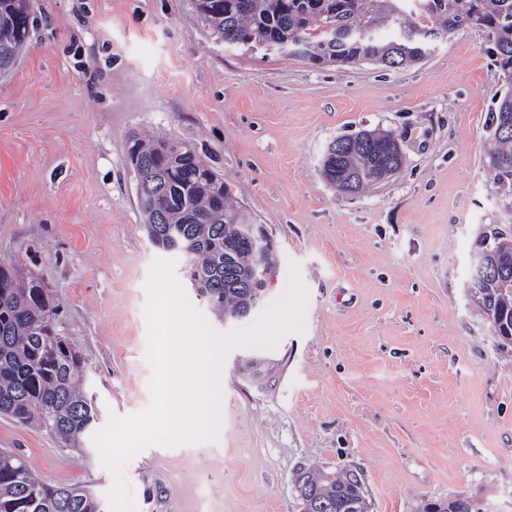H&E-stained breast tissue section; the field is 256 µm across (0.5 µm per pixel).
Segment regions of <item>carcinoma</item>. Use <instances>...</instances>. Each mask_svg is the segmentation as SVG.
<instances>
[{"label":"carcinoma","instance_id":"obj_1","mask_svg":"<svg viewBox=\"0 0 512 512\" xmlns=\"http://www.w3.org/2000/svg\"><path fill=\"white\" fill-rule=\"evenodd\" d=\"M202 0L204 21L226 45L274 43L312 64L355 65L366 58L400 69L423 60L429 44L465 28L482 29L495 64L512 77V0ZM31 0H0V67L14 65L33 27ZM494 180L512 192V89L490 116ZM361 151L331 159L339 177L334 187L348 193L344 172L356 176L352 194L378 182L374 157L394 138L368 132ZM143 162L139 174L145 201L144 226L160 235L151 244L167 250L166 234L179 231L202 245L189 264L190 283L219 316L246 304L243 288L225 276L224 243L250 215L224 178L176 138L129 135ZM232 268L247 272L253 262L245 247L230 255ZM476 308L512 319V293L491 287ZM58 307L50 305L17 266H0V414L20 424L49 430L64 445L79 448L98 420L93 398L83 386L82 358L55 329ZM364 499L357 475L339 470L312 476L299 500L300 512H349L351 499ZM0 512H106L103 502L81 486L40 481L18 454L0 451Z\"/></svg>","mask_w":512,"mask_h":512}]
</instances>
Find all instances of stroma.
Here are the masks:
<instances>
[{
	"label": "stroma",
	"instance_id": "35a3bbf8",
	"mask_svg": "<svg viewBox=\"0 0 512 512\" xmlns=\"http://www.w3.org/2000/svg\"><path fill=\"white\" fill-rule=\"evenodd\" d=\"M27 51L0 77V263L24 258L61 308L100 421L150 402L143 228L127 141L189 144L277 247L264 298L298 263L306 327L237 347L215 440L122 465L128 512H297L294 476L361 475L369 512L464 498L512 512V340L465 284L483 239L512 238L490 168L500 72L475 28L400 69L315 66L217 42L191 0H32ZM398 138L402 169L358 195L319 171L327 145ZM0 448L53 485L113 484L91 439L62 447L0 416ZM166 490L147 501L151 482Z\"/></svg>",
	"mask_w": 512,
	"mask_h": 512
}]
</instances>
